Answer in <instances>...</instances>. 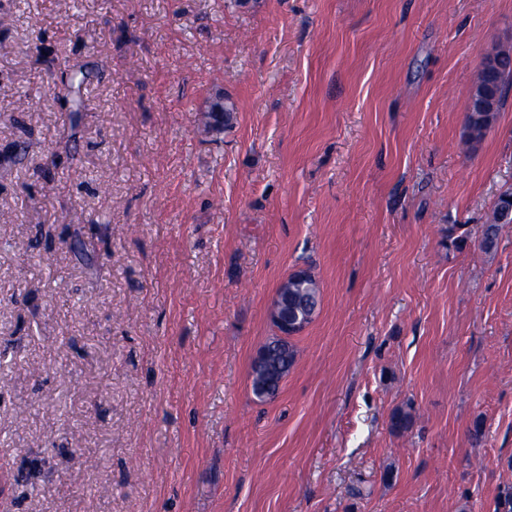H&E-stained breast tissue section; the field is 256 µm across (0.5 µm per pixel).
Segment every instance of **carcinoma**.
<instances>
[{
	"mask_svg": "<svg viewBox=\"0 0 512 512\" xmlns=\"http://www.w3.org/2000/svg\"><path fill=\"white\" fill-rule=\"evenodd\" d=\"M512 224V218L504 215L501 208H493L484 224V239L494 246L502 229ZM279 294L296 309L300 317L312 321L319 306V287L314 277H290L288 287L279 289ZM296 359L294 346L279 336L271 338L259 350L251 366V388L255 398L266 401L277 395L281 383L288 376ZM414 417L410 410L396 409L390 418V427L397 433L411 428Z\"/></svg>",
	"mask_w": 512,
	"mask_h": 512,
	"instance_id": "carcinoma-1",
	"label": "carcinoma"
}]
</instances>
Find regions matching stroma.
I'll return each instance as SVG.
<instances>
[{"label": "stroma", "mask_w": 512, "mask_h": 512, "mask_svg": "<svg viewBox=\"0 0 512 512\" xmlns=\"http://www.w3.org/2000/svg\"><path fill=\"white\" fill-rule=\"evenodd\" d=\"M497 46L512 0H0V512H495L512 83L480 140L463 103ZM509 201L511 204L509 206H505L506 212L509 214L510 217L512 215V198H509ZM503 207H494L491 214L486 219L484 227V239L488 243L489 247H486V250L492 249V247L495 245L496 241L498 240L502 229L507 226L508 224H512V218L504 215L501 210ZM300 270L288 274L281 283L288 282V288H279L278 293L288 303V309H296L301 318L310 323L314 318L319 306V287L316 279L311 275L308 277H293ZM291 276V277H290ZM288 277H290L288 279ZM295 359L294 346L279 336L260 348L251 366V388L257 400L266 401L277 395Z\"/></svg>", "instance_id": "stroma-1"}]
</instances>
